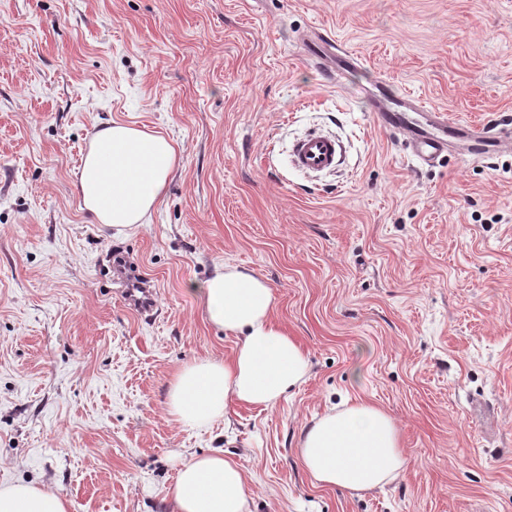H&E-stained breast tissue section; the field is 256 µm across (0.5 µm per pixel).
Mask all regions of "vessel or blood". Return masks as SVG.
Instances as JSON below:
<instances>
[{"label": "vessel or blood", "mask_w": 512, "mask_h": 512, "mask_svg": "<svg viewBox=\"0 0 512 512\" xmlns=\"http://www.w3.org/2000/svg\"><path fill=\"white\" fill-rule=\"evenodd\" d=\"M309 58L315 59L319 68L326 73L344 77L359 64V58L353 52L342 49L324 36L315 34L308 38L305 46ZM374 117L381 127L400 133L405 148L415 161L430 165L442 154L447 153L451 139L469 141L476 156L490 154L499 147L501 138L489 125L468 124L465 126L448 121L446 117L436 116L426 124L417 119L426 107L421 99L387 92L383 98L371 103ZM339 158V144L335 137L310 133L298 141L293 148L292 162L296 168L305 172L320 173L334 170ZM123 298L135 311L149 313L153 310L150 288L134 291L132 283H124Z\"/></svg>", "instance_id": "1"}]
</instances>
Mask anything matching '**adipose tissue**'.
<instances>
[{"mask_svg":"<svg viewBox=\"0 0 512 512\" xmlns=\"http://www.w3.org/2000/svg\"><path fill=\"white\" fill-rule=\"evenodd\" d=\"M165 136L115 121L93 136L79 173L83 206L117 236L138 231L164 195L178 166ZM214 327L238 336L227 360L205 359L180 370L169 393L176 422L213 420L232 403L271 407L300 386L309 371L302 348L272 320L271 288L249 270L216 266L196 288ZM298 456L316 484L366 492L389 484L405 467L400 432L380 408L342 403L303 430ZM170 512H250L240 465L223 452L182 461L169 493ZM0 512H68L54 490L14 485L0 490Z\"/></svg>","mask_w":512,"mask_h":512,"instance_id":"ef3b65f1","label":"adipose tissue"}]
</instances>
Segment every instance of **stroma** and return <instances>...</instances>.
Returning <instances> with one entry per match:
<instances>
[{
	"label": "stroma",
	"instance_id": "obj_1",
	"mask_svg": "<svg viewBox=\"0 0 512 512\" xmlns=\"http://www.w3.org/2000/svg\"><path fill=\"white\" fill-rule=\"evenodd\" d=\"M312 30L361 59L340 87L300 52ZM375 77L512 121V0H0V488L168 512L180 462L219 448L252 512H512V149L416 164L373 119ZM114 120L182 150L127 237L77 189ZM313 130L340 142L335 170L292 165ZM117 253L152 316L113 285ZM224 263L270 286L309 374L274 407L178 423L174 375L235 350L195 292ZM345 398L400 430L384 488L314 486L296 453ZM145 286V285H143ZM140 293L142 296L138 297L135 294V289H133V282H125L123 284V289L121 293L123 294V298L126 303L135 311L139 313H150L153 311V302L151 299V290L150 288H140Z\"/></svg>",
	"mask_w": 512,
	"mask_h": 512
}]
</instances>
